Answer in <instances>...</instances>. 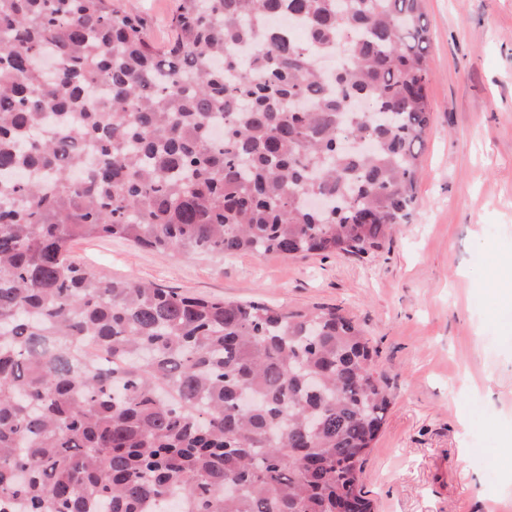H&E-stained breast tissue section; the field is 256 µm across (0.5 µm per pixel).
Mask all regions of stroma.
<instances>
[{"label":"stroma","mask_w":512,"mask_h":512,"mask_svg":"<svg viewBox=\"0 0 512 512\" xmlns=\"http://www.w3.org/2000/svg\"><path fill=\"white\" fill-rule=\"evenodd\" d=\"M174 36L177 0H113ZM430 30L424 141L411 223L372 258L172 256L78 239L103 279L201 297L330 306L364 328L391 404L364 464L374 512H496L512 504V310L497 259L512 255V0H424Z\"/></svg>","instance_id":"1"}]
</instances>
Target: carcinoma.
<instances>
[{
	"label": "carcinoma",
	"instance_id": "obj_1",
	"mask_svg": "<svg viewBox=\"0 0 512 512\" xmlns=\"http://www.w3.org/2000/svg\"><path fill=\"white\" fill-rule=\"evenodd\" d=\"M422 3L178 0L160 48L112 0H0V512H374L358 323L101 280L70 245L374 256L417 205Z\"/></svg>",
	"mask_w": 512,
	"mask_h": 512
}]
</instances>
